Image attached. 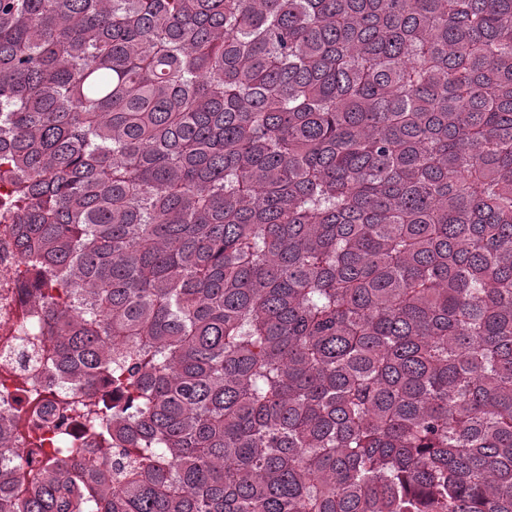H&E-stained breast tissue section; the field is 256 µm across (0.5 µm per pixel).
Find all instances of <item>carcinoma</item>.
Returning a JSON list of instances; mask_svg holds the SVG:
<instances>
[{"instance_id":"carcinoma-1","label":"carcinoma","mask_w":512,"mask_h":512,"mask_svg":"<svg viewBox=\"0 0 512 512\" xmlns=\"http://www.w3.org/2000/svg\"><path fill=\"white\" fill-rule=\"evenodd\" d=\"M0 182V512H512V0H0ZM22 269L12 255L1 254L0 247V417L5 418L16 415L17 399L21 397L11 375L19 370L18 357L14 355L18 349L17 338H25L29 331L20 308L26 297L14 286ZM5 338L15 340L7 343Z\"/></svg>"}]
</instances>
